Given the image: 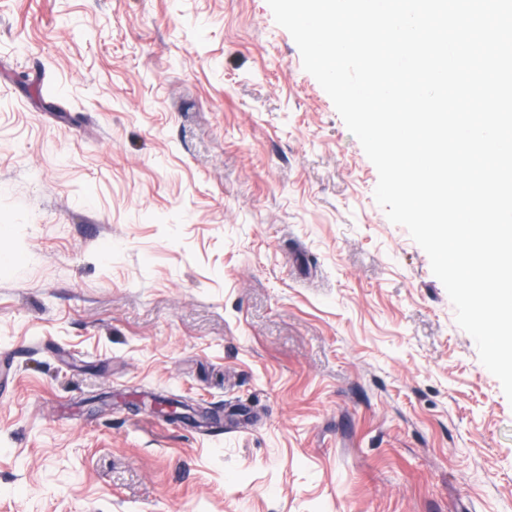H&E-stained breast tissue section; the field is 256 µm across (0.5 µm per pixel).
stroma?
Listing matches in <instances>:
<instances>
[{
    "label": "stroma",
    "mask_w": 512,
    "mask_h": 512,
    "mask_svg": "<svg viewBox=\"0 0 512 512\" xmlns=\"http://www.w3.org/2000/svg\"><path fill=\"white\" fill-rule=\"evenodd\" d=\"M377 181L267 0H0V512H512Z\"/></svg>",
    "instance_id": "obj_1"
}]
</instances>
